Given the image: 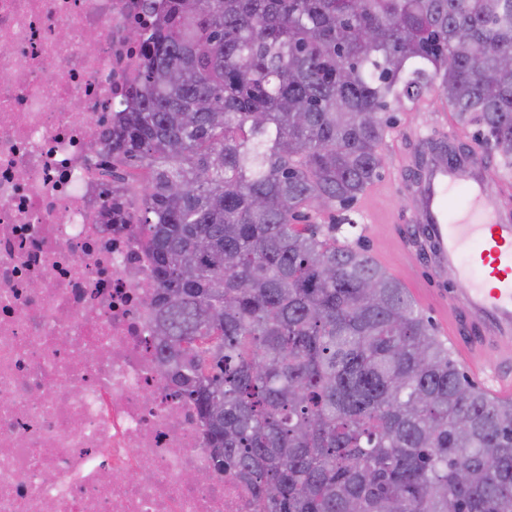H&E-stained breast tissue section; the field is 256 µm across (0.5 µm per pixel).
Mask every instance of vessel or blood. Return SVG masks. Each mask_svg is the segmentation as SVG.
I'll return each mask as SVG.
<instances>
[{
  "label": "vessel or blood",
  "mask_w": 512,
  "mask_h": 512,
  "mask_svg": "<svg viewBox=\"0 0 512 512\" xmlns=\"http://www.w3.org/2000/svg\"><path fill=\"white\" fill-rule=\"evenodd\" d=\"M491 175L480 147L428 154L416 179L404 186L415 210L404 236L405 249L423 254L435 283L433 301L450 309L442 325L446 342L467 363L490 351L501 369L488 393L512 398V213L494 208ZM464 192L466 204L449 213L448 200ZM456 279L458 288L448 286Z\"/></svg>",
  "instance_id": "b4317fda"
}]
</instances>
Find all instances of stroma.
<instances>
[{"mask_svg":"<svg viewBox=\"0 0 512 512\" xmlns=\"http://www.w3.org/2000/svg\"><path fill=\"white\" fill-rule=\"evenodd\" d=\"M416 130L429 137L444 131L449 137L460 138L464 143L474 144L478 141L473 129L457 123L437 88H430L417 102L393 108L391 128L385 144L387 164L379 177L380 183L389 185L390 190L381 196L366 194L359 198L347 211L350 225L342 227L338 237L353 241L360 237L364 225H379V236L368 242L370 250L385 253L386 269L390 274L399 279L412 278L417 288L424 291L428 288L429 280L421 259L405 251L397 239L412 214L400 184L412 175L411 169L403 167L402 157L412 149L411 144L405 141L406 136Z\"/></svg>","mask_w":512,"mask_h":512,"instance_id":"35a3bbf8","label":"stroma"}]
</instances>
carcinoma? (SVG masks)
<instances>
[{"label":"carcinoma","mask_w":512,"mask_h":512,"mask_svg":"<svg viewBox=\"0 0 512 512\" xmlns=\"http://www.w3.org/2000/svg\"><path fill=\"white\" fill-rule=\"evenodd\" d=\"M437 85L512 168V0H169L108 175L143 195L155 348L256 512H512V400L311 212Z\"/></svg>","instance_id":"obj_1"}]
</instances>
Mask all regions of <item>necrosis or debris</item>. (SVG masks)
<instances>
[{
    "instance_id": "necrosis-or-debris-1",
    "label": "necrosis or debris",
    "mask_w": 512,
    "mask_h": 512,
    "mask_svg": "<svg viewBox=\"0 0 512 512\" xmlns=\"http://www.w3.org/2000/svg\"><path fill=\"white\" fill-rule=\"evenodd\" d=\"M167 5L0 0V512H254L159 386L142 197L93 169Z\"/></svg>"
}]
</instances>
